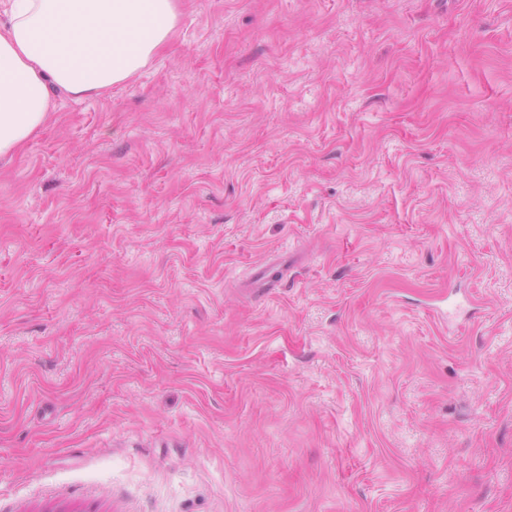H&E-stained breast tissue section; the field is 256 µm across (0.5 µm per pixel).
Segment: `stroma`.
<instances>
[{
  "instance_id": "obj_1",
  "label": "stroma",
  "mask_w": 512,
  "mask_h": 512,
  "mask_svg": "<svg viewBox=\"0 0 512 512\" xmlns=\"http://www.w3.org/2000/svg\"><path fill=\"white\" fill-rule=\"evenodd\" d=\"M0 158V512H512V0H179Z\"/></svg>"
}]
</instances>
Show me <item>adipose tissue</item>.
I'll return each mask as SVG.
<instances>
[{
  "mask_svg": "<svg viewBox=\"0 0 512 512\" xmlns=\"http://www.w3.org/2000/svg\"><path fill=\"white\" fill-rule=\"evenodd\" d=\"M0 24V157L50 121V87L83 98L135 77L169 41L178 0H8Z\"/></svg>",
  "mask_w": 512,
  "mask_h": 512,
  "instance_id": "adipose-tissue-1",
  "label": "adipose tissue"
}]
</instances>
